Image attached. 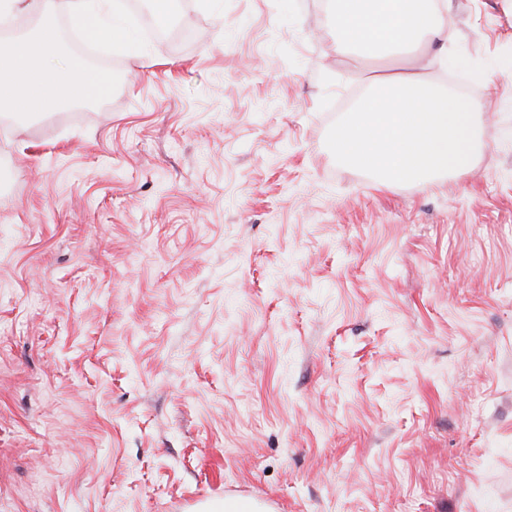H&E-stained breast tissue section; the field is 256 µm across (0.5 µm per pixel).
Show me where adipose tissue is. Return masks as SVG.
<instances>
[{
    "mask_svg": "<svg viewBox=\"0 0 512 512\" xmlns=\"http://www.w3.org/2000/svg\"><path fill=\"white\" fill-rule=\"evenodd\" d=\"M334 25L343 44L390 52L448 53L451 0H340ZM479 101L439 90L419 72L373 85L360 111L336 125L333 147L346 162L403 184L464 171L474 151Z\"/></svg>",
    "mask_w": 512,
    "mask_h": 512,
    "instance_id": "adipose-tissue-1",
    "label": "adipose tissue"
}]
</instances>
